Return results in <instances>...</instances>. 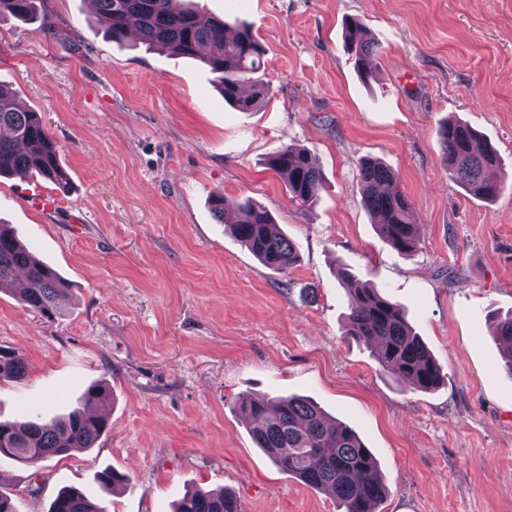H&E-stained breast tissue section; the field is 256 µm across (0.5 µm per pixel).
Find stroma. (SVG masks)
<instances>
[{
	"label": "stroma",
	"instance_id": "stroma-1",
	"mask_svg": "<svg viewBox=\"0 0 512 512\" xmlns=\"http://www.w3.org/2000/svg\"><path fill=\"white\" fill-rule=\"evenodd\" d=\"M250 25L270 91L225 103L197 58L112 43L89 0H42L51 26L0 14V78L40 112L67 189L0 177V224L73 290L45 319L0 292V349L24 377L0 380V418L111 394L89 449L25 466L0 457L18 512L82 489L107 512H172L189 489L228 490L241 512H338L329 494L256 447L238 398L311 397L373 452L388 487L377 512H512V376L490 326L512 311V0H195ZM382 45L363 79L343 20ZM472 126L498 152L492 201L448 177L437 129ZM294 143L325 175L317 204L291 200L268 166ZM378 159L411 200L420 246L390 249L361 204L359 163ZM251 198L296 244L277 274L218 224L210 194ZM348 271L403 305L445 374L398 383L347 338ZM123 473L105 491L99 472Z\"/></svg>",
	"mask_w": 512,
	"mask_h": 512
}]
</instances>
